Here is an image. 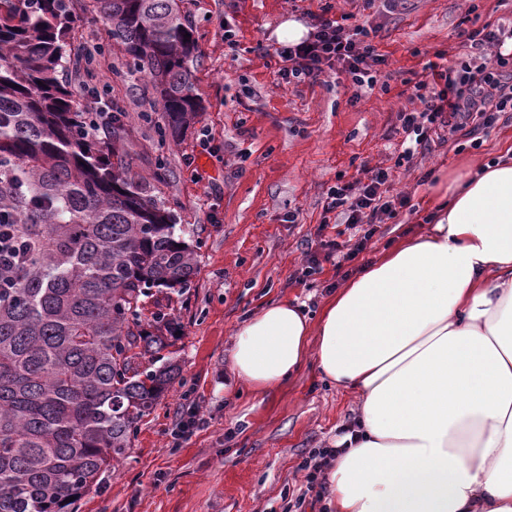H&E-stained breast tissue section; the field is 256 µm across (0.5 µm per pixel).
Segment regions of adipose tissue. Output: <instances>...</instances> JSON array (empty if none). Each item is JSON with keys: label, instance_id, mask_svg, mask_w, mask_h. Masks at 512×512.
<instances>
[{"label": "adipose tissue", "instance_id": "obj_1", "mask_svg": "<svg viewBox=\"0 0 512 512\" xmlns=\"http://www.w3.org/2000/svg\"><path fill=\"white\" fill-rule=\"evenodd\" d=\"M314 358L360 395L329 475L334 512H512V158L452 180L317 321L268 304L231 371L264 393Z\"/></svg>", "mask_w": 512, "mask_h": 512}]
</instances>
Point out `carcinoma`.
Segmentation results:
<instances>
[{
    "mask_svg": "<svg viewBox=\"0 0 512 512\" xmlns=\"http://www.w3.org/2000/svg\"><path fill=\"white\" fill-rule=\"evenodd\" d=\"M182 0H94L148 79L171 136L198 114V47ZM69 0H0V512H73L179 367L153 288H184L196 254L132 173L121 113L92 130L67 78ZM190 37H184V34ZM150 356L142 367L138 359Z\"/></svg>",
    "mask_w": 512,
    "mask_h": 512,
    "instance_id": "carcinoma-1",
    "label": "carcinoma"
}]
</instances>
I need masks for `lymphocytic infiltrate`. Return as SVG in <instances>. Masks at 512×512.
Segmentation results:
<instances>
[{"label":"lymphocytic infiltrate","mask_w":512,"mask_h":512,"mask_svg":"<svg viewBox=\"0 0 512 512\" xmlns=\"http://www.w3.org/2000/svg\"><path fill=\"white\" fill-rule=\"evenodd\" d=\"M331 11V6H324L314 17L306 40L277 49L282 62L280 78L288 84H315L339 67L350 75L354 85L374 86V68L385 62L373 43L376 28L358 24L346 29L331 18ZM466 37L471 49L466 60L433 71L431 80L412 86L411 96L421 107L398 115L407 142L404 159L432 152L438 130H447L452 137H472L512 112V52L504 50L506 41L512 40V25L489 21L468 31ZM392 182L391 168L375 167L363 169L361 177L330 188L325 213L333 215L335 223L362 228L363 234L346 252L338 242L324 243V261L353 260L373 237L377 224L409 204L407 194L393 193ZM333 455V449L315 448L303 458L299 469L304 474L305 495L296 498L295 507H302L308 496L322 500L324 469Z\"/></svg>","instance_id":"obj_1"}]
</instances>
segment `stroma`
<instances>
[{"instance_id": "1", "label": "stroma", "mask_w": 512, "mask_h": 512, "mask_svg": "<svg viewBox=\"0 0 512 512\" xmlns=\"http://www.w3.org/2000/svg\"><path fill=\"white\" fill-rule=\"evenodd\" d=\"M323 2L183 0L199 47V113L173 143L157 136L163 118L146 81L121 79L126 58L104 23L91 21L84 0H72L75 43L102 47L93 88H81L72 74L77 94L125 108L133 170L171 211L198 260L188 287L153 291L143 303V322L159 311L172 320L163 355L180 375L140 419L128 457L103 471L75 512H283L303 485V456L335 447L358 414V395L329 385L311 361L274 392L230 389L236 330L275 301L317 315L364 265L403 237L426 232L430 201L449 181L512 146V120H502L482 133L480 148L451 140L402 163L395 133L399 111L414 107L408 83L425 79L435 59L460 61L462 30L512 20V0H400L392 13L334 0L335 14H354L378 30L386 63L376 85L354 87L342 71L323 85L285 84L276 30L288 20L310 26ZM228 28L236 33L231 43ZM160 164L162 183L151 178ZM365 165L393 167L394 188L409 195V207L380 225L354 260L325 262L304 275L308 247L354 241V230L323 224V205L329 187ZM192 404L203 423L175 443L182 410Z\"/></svg>"}]
</instances>
